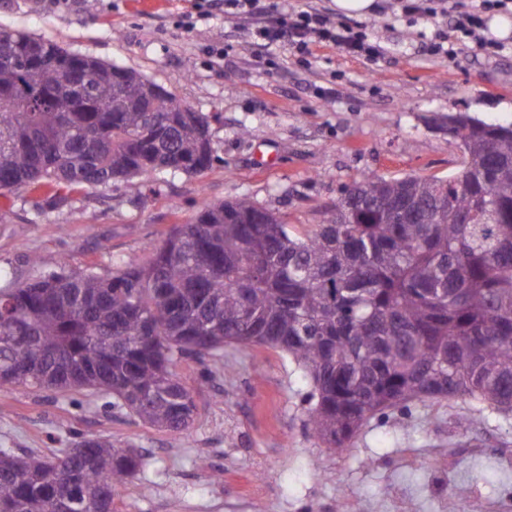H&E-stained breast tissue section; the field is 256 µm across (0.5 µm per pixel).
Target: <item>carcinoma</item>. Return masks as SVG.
<instances>
[{
  "mask_svg": "<svg viewBox=\"0 0 512 512\" xmlns=\"http://www.w3.org/2000/svg\"><path fill=\"white\" fill-rule=\"evenodd\" d=\"M0 191L80 193L155 171L201 176L208 116L134 70L26 32L0 31ZM465 160L447 177L364 175L298 231L248 197L203 201L141 263L67 265L0 288V387L112 396L176 434L197 406L190 356L266 346L312 386L308 425L343 451L375 414L460 398L512 414V129L448 116ZM143 456L102 436L52 457L0 449V512H105ZM454 487L450 512H465Z\"/></svg>",
  "mask_w": 512,
  "mask_h": 512,
  "instance_id": "cac0c4a2",
  "label": "carcinoma"
}]
</instances>
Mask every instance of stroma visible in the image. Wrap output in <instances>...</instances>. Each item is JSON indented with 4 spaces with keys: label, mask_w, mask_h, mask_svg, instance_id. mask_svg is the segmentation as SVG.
<instances>
[{
    "label": "stroma",
    "mask_w": 512,
    "mask_h": 512,
    "mask_svg": "<svg viewBox=\"0 0 512 512\" xmlns=\"http://www.w3.org/2000/svg\"><path fill=\"white\" fill-rule=\"evenodd\" d=\"M375 0L348 18L380 47L373 59L333 47L303 58L262 51L254 20L217 15L186 31L188 0H0V29L22 30L134 69L209 118L205 175L153 173L44 206L41 190L0 195V287L57 270L106 274L141 262L202 200L242 196L298 230L322 223L361 175L448 176L463 162L445 119L465 113L512 125V36L480 46L460 31L472 0ZM440 16L427 14L429 5ZM445 35L458 52L428 47ZM224 49L217 60L213 49ZM197 405L188 433L157 429L99 399L0 389V448L52 456L84 435L141 452L114 512H512V416L456 421L459 399L411 403L370 418L337 454L306 426L309 385L279 350L225 348L178 367Z\"/></svg>",
    "instance_id": "35a3bbf8"
}]
</instances>
